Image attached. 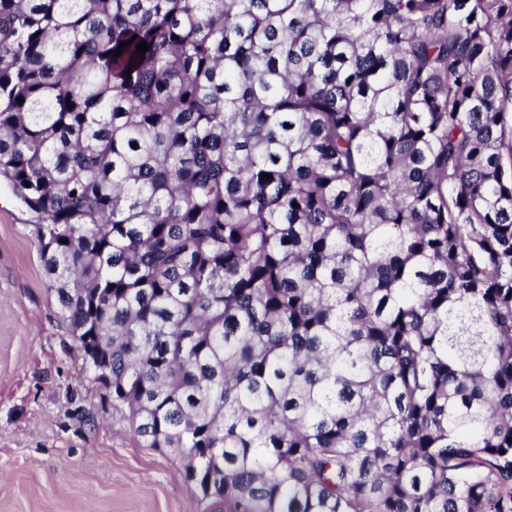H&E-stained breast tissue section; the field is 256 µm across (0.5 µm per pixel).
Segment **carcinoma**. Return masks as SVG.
<instances>
[{"mask_svg":"<svg viewBox=\"0 0 512 512\" xmlns=\"http://www.w3.org/2000/svg\"><path fill=\"white\" fill-rule=\"evenodd\" d=\"M2 181L202 498L512 512V0H0Z\"/></svg>","mask_w":512,"mask_h":512,"instance_id":"obj_1","label":"carcinoma"}]
</instances>
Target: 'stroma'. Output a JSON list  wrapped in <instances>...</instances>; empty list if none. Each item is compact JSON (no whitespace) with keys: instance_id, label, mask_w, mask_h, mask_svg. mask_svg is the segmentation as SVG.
Here are the masks:
<instances>
[{"instance_id":"35a3bbf8","label":"stroma","mask_w":512,"mask_h":512,"mask_svg":"<svg viewBox=\"0 0 512 512\" xmlns=\"http://www.w3.org/2000/svg\"><path fill=\"white\" fill-rule=\"evenodd\" d=\"M31 221L0 184V512H228L141 447L82 369Z\"/></svg>"}]
</instances>
